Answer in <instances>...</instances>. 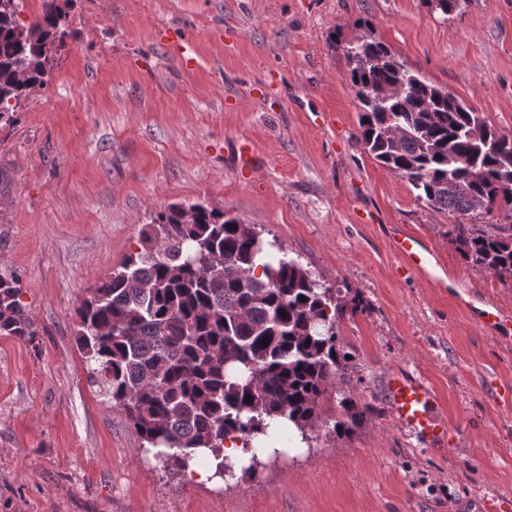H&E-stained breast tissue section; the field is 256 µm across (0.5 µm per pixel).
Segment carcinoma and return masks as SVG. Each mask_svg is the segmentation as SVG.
Instances as JSON below:
<instances>
[{
	"instance_id": "1",
	"label": "carcinoma",
	"mask_w": 512,
	"mask_h": 512,
	"mask_svg": "<svg viewBox=\"0 0 512 512\" xmlns=\"http://www.w3.org/2000/svg\"><path fill=\"white\" fill-rule=\"evenodd\" d=\"M68 2L43 0L27 26L19 0L0 10L1 124H13L21 101L48 83L71 35ZM427 3L447 16L469 0ZM363 28L353 41L332 36L330 45L345 57L365 150L417 200L454 219L448 236L465 264L512 282V135ZM140 245L87 289L76 342L91 384L125 412L143 451L185 473L204 449L222 478L224 443L233 439L252 452L243 471L254 478L264 451L254 441L268 442L273 419H288L310 444L328 386L351 385L338 324L365 312L363 301L343 300L277 241L203 204L156 212ZM21 294L18 276L0 275V335L31 342L36 331ZM336 411L331 432L348 436L375 409L338 390Z\"/></svg>"
}]
</instances>
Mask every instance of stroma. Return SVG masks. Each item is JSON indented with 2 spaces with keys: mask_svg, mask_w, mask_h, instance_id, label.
Here are the masks:
<instances>
[{
  "mask_svg": "<svg viewBox=\"0 0 512 512\" xmlns=\"http://www.w3.org/2000/svg\"><path fill=\"white\" fill-rule=\"evenodd\" d=\"M50 81L0 127V273L19 276L34 341L0 336V512H512V285L465 266L452 219L416 201L358 138L332 33L369 22L414 71L512 133V0L449 16L421 0H71ZM253 149L252 168L238 159ZM172 203L251 224L369 304L343 318L350 436L316 427L238 487L146 457L88 380L75 309ZM407 232L433 252L406 274ZM421 376L448 440L402 428L394 373Z\"/></svg>",
  "mask_w": 512,
  "mask_h": 512,
  "instance_id": "obj_1",
  "label": "stroma"
}]
</instances>
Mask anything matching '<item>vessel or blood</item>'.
Segmentation results:
<instances>
[{"label":"vessel or blood","instance_id":"obj_1","mask_svg":"<svg viewBox=\"0 0 512 512\" xmlns=\"http://www.w3.org/2000/svg\"><path fill=\"white\" fill-rule=\"evenodd\" d=\"M393 248L405 271L421 273L426 270L428 252L417 238L410 235L396 238ZM388 402L393 416L402 426L437 440L445 437L444 428L433 416L435 397L421 378L405 374L392 376Z\"/></svg>","mask_w":512,"mask_h":512}]
</instances>
